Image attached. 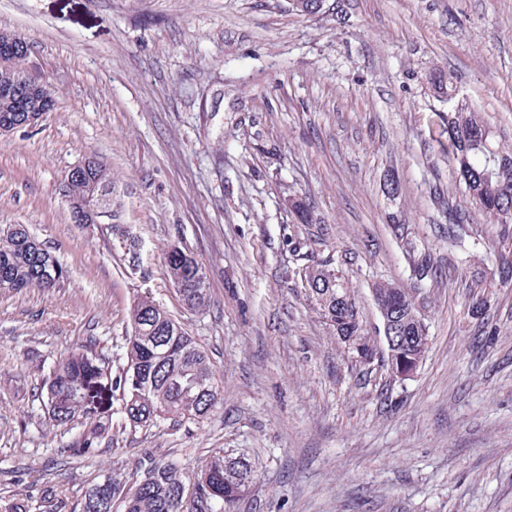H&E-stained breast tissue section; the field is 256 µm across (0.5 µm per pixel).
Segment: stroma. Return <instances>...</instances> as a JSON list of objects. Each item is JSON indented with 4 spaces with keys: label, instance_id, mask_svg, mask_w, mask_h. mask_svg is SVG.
<instances>
[{
    "label": "stroma",
    "instance_id": "35a3bbf8",
    "mask_svg": "<svg viewBox=\"0 0 512 512\" xmlns=\"http://www.w3.org/2000/svg\"><path fill=\"white\" fill-rule=\"evenodd\" d=\"M1 25L57 98L0 135V228L26 225L68 279L0 292V512H78L144 454L192 472L215 448L258 474L235 512H512V284L496 275L512 239L470 204L443 131L463 99L512 153V0H324L314 15L291 0H0ZM448 72L449 100L432 86ZM89 155L112 206L82 226L62 186ZM439 194L466 206L464 236ZM394 224L441 271L416 296L429 350L404 381L351 358L301 278L328 262L384 348L373 290L413 285ZM174 245L205 265V309L176 297ZM140 296L208 352L224 403L134 430L112 398L108 439L73 455L42 377L88 343L120 372Z\"/></svg>",
    "mask_w": 512,
    "mask_h": 512
}]
</instances>
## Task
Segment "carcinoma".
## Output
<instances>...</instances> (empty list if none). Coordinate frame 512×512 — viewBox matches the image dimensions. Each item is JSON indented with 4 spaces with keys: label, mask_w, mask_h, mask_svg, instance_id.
<instances>
[{
    "label": "carcinoma",
    "mask_w": 512,
    "mask_h": 512,
    "mask_svg": "<svg viewBox=\"0 0 512 512\" xmlns=\"http://www.w3.org/2000/svg\"><path fill=\"white\" fill-rule=\"evenodd\" d=\"M10 97L0 94V122L16 123L23 113L11 112ZM448 160L464 184L471 203L512 225V154L492 149L490 132L469 111L448 113ZM108 190L112 177L98 163L77 177L71 196L84 198L89 184ZM465 210L448 204V232H464ZM411 278L423 285L435 275L430 254L405 249ZM165 267L181 306L189 311L205 307L208 289L198 287L204 266L192 252L172 246ZM306 283L317 284L311 292L333 331L361 330L362 319L354 299L339 277L326 265L305 268ZM67 270L57 256L22 224L0 230V281L15 292L38 290L50 294L62 287ZM375 292L392 305L414 300L410 290L381 284ZM130 333L125 338L126 364L115 378L122 392L121 415L130 427L153 428L166 419L200 421L224 401L214 364L205 350L164 307L148 297L134 301L129 315ZM412 338L402 348L411 362L425 357L428 347ZM112 377L106 357L83 346L53 363L41 387V406L57 426L82 427L69 445L76 456L94 453L112 429V419L94 405L96 379ZM254 480V469L245 457H233L224 449L213 450L192 473L151 455L141 458L132 482L107 476V486L97 482L86 491L80 512H232L242 491Z\"/></svg>",
    "instance_id": "cac0c4a2"
}]
</instances>
